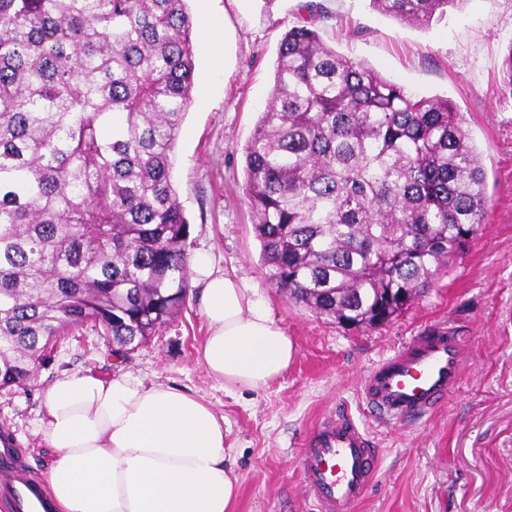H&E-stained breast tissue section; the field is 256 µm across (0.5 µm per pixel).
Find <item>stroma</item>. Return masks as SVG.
Wrapping results in <instances>:
<instances>
[{
	"label": "stroma",
	"instance_id": "obj_1",
	"mask_svg": "<svg viewBox=\"0 0 512 512\" xmlns=\"http://www.w3.org/2000/svg\"><path fill=\"white\" fill-rule=\"evenodd\" d=\"M305 0H190L194 18L220 25L219 44L193 33V103L174 153L172 179L190 222L189 256L255 288L294 345L281 379L225 392L197 353L207 334L199 287L185 306L127 357L110 355L92 326L59 343L24 387L0 389V431L17 460L45 480L54 451L42 439L44 390L62 375L129 373L171 385L223 416L239 479L233 512H312L297 460L314 421L348 411L379 450L377 475L356 512H512V87L502 63L512 47V0H460L418 28L369 0H321L316 26L337 53L406 91L452 101L478 148L489 198L482 230L434 285L391 322L345 330L274 288L244 197V153L274 83L278 45L300 23ZM219 49L221 70L205 60ZM448 325L469 336L459 388L419 421L381 427L362 399L383 359L421 331Z\"/></svg>",
	"mask_w": 512,
	"mask_h": 512
}]
</instances>
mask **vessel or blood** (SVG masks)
I'll return each mask as SVG.
<instances>
[{
	"mask_svg": "<svg viewBox=\"0 0 512 512\" xmlns=\"http://www.w3.org/2000/svg\"><path fill=\"white\" fill-rule=\"evenodd\" d=\"M466 342L443 327L412 337L370 373L364 396L371 413L382 423H404L438 408L461 381ZM298 462L314 512H352L376 476L379 453L349 415L336 414L314 424ZM0 485L8 490L10 512H51L36 478L15 463L7 444L0 446Z\"/></svg>",
	"mask_w": 512,
	"mask_h": 512,
	"instance_id": "vessel-or-blood-1",
	"label": "vessel or blood"
}]
</instances>
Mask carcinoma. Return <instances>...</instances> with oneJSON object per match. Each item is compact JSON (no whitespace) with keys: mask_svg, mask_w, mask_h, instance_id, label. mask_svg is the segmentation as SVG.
Masks as SVG:
<instances>
[{"mask_svg":"<svg viewBox=\"0 0 512 512\" xmlns=\"http://www.w3.org/2000/svg\"><path fill=\"white\" fill-rule=\"evenodd\" d=\"M462 0H372L427 27ZM188 0H0V388L88 324L126 354L186 302L171 180L192 103ZM277 290L349 330L398 317L481 231L480 153L416 97L291 27L245 150Z\"/></svg>","mask_w":512,"mask_h":512,"instance_id":"obj_1","label":"carcinoma"}]
</instances>
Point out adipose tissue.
<instances>
[{
	"label": "adipose tissue",
	"mask_w": 512,
	"mask_h": 512,
	"mask_svg": "<svg viewBox=\"0 0 512 512\" xmlns=\"http://www.w3.org/2000/svg\"><path fill=\"white\" fill-rule=\"evenodd\" d=\"M208 324L199 360L226 392L258 390L292 361L290 337L255 289L195 257ZM41 430L55 512H231L238 478L224 420L184 390L120 374L63 376L44 391Z\"/></svg>",
	"instance_id": "1"
}]
</instances>
